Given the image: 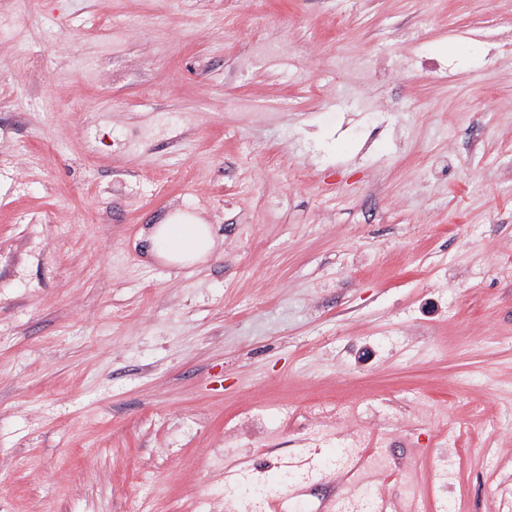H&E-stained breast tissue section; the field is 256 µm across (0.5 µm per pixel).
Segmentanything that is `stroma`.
Listing matches in <instances>:
<instances>
[{"label": "stroma", "instance_id": "35a3bbf8", "mask_svg": "<svg viewBox=\"0 0 512 512\" xmlns=\"http://www.w3.org/2000/svg\"><path fill=\"white\" fill-rule=\"evenodd\" d=\"M506 492L512 0H0V512ZM146 250L176 267L194 266L208 258L217 242L212 224L196 215L175 212L145 236Z\"/></svg>", "mask_w": 512, "mask_h": 512}]
</instances>
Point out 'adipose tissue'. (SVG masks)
<instances>
[{
  "mask_svg": "<svg viewBox=\"0 0 512 512\" xmlns=\"http://www.w3.org/2000/svg\"><path fill=\"white\" fill-rule=\"evenodd\" d=\"M147 251L176 267L196 265L208 258L217 242L212 225L198 216L174 213L152 227L145 237Z\"/></svg>",
  "mask_w": 512,
  "mask_h": 512,
  "instance_id": "adipose-tissue-1",
  "label": "adipose tissue"
}]
</instances>
